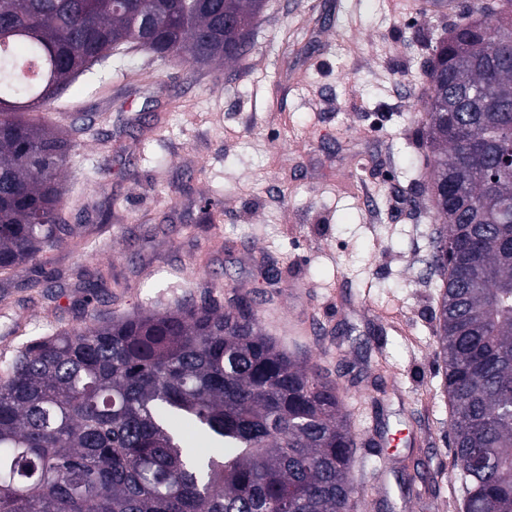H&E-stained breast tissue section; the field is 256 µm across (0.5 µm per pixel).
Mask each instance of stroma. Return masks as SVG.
Returning <instances> with one entry per match:
<instances>
[{
  "mask_svg": "<svg viewBox=\"0 0 512 512\" xmlns=\"http://www.w3.org/2000/svg\"><path fill=\"white\" fill-rule=\"evenodd\" d=\"M429 2L265 0L242 63L195 72L124 48L79 75L48 110L92 117L62 175L83 250L45 249L0 281V360L52 328L235 288L284 349L385 381L352 421L374 442L353 468L360 512H419L401 483L417 462L432 512H457L420 139L448 11Z\"/></svg>",
  "mask_w": 512,
  "mask_h": 512,
  "instance_id": "stroma-1",
  "label": "stroma"
}]
</instances>
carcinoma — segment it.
I'll return each instance as SVG.
<instances>
[{"label": "carcinoma", "mask_w": 512, "mask_h": 512, "mask_svg": "<svg viewBox=\"0 0 512 512\" xmlns=\"http://www.w3.org/2000/svg\"><path fill=\"white\" fill-rule=\"evenodd\" d=\"M265 0H0V276L67 245L60 181L82 117L43 112L121 46L239 62ZM432 48L422 141L435 336L460 512H512V0H459ZM496 17L497 25L487 19ZM480 154L465 149L461 126ZM328 370L262 333L247 296L92 319L0 361V512H359V437ZM214 446H183L173 423ZM434 477L403 484L423 503Z\"/></svg>", "instance_id": "obj_1"}]
</instances>
